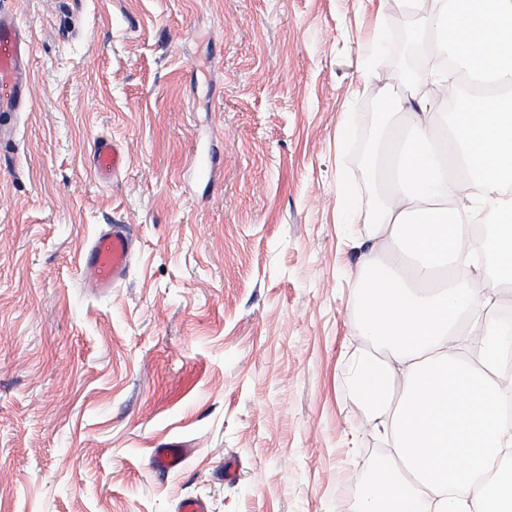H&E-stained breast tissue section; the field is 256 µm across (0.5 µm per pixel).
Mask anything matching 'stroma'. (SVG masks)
Here are the masks:
<instances>
[{"mask_svg":"<svg viewBox=\"0 0 512 512\" xmlns=\"http://www.w3.org/2000/svg\"><path fill=\"white\" fill-rule=\"evenodd\" d=\"M33 43L0 148V512H354L387 441L348 374L373 208L357 140L410 91L363 82L397 0H0ZM126 166L94 173L99 136ZM130 224L105 294L79 257ZM190 454L166 475L153 448ZM238 465L234 482L224 469Z\"/></svg>","mask_w":512,"mask_h":512,"instance_id":"35a3bbf8","label":"stroma"}]
</instances>
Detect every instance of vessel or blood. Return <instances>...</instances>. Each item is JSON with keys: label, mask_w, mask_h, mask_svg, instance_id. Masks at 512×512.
<instances>
[{"label": "vessel or blood", "mask_w": 512, "mask_h": 512, "mask_svg": "<svg viewBox=\"0 0 512 512\" xmlns=\"http://www.w3.org/2000/svg\"><path fill=\"white\" fill-rule=\"evenodd\" d=\"M32 45L17 22L0 11V113L12 115L22 107L30 93L29 61ZM95 173L104 178L120 172L126 163L124 148L108 138H98L94 144ZM135 240L129 225L103 226L87 244L81 273L97 292L111 290L125 277L134 255ZM186 451L171 443L154 449L150 467L154 472L167 473L179 468Z\"/></svg>", "instance_id": "vessel-or-blood-1"}]
</instances>
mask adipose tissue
I'll return each mask as SVG.
<instances>
[{"instance_id":"adipose-tissue-1","label":"adipose tissue","mask_w":512,"mask_h":512,"mask_svg":"<svg viewBox=\"0 0 512 512\" xmlns=\"http://www.w3.org/2000/svg\"><path fill=\"white\" fill-rule=\"evenodd\" d=\"M421 10L419 33L454 48L490 94H462L443 116L433 67L416 85L414 129L386 115L368 164L376 206L358 280L357 334L366 344L348 382L393 437L394 460L377 466L355 512H512V328L502 283L512 282V0H399ZM449 119L446 145L430 133ZM472 190H461L462 181ZM494 215L479 237L465 219ZM476 254L472 280L453 276Z\"/></svg>"}]
</instances>
